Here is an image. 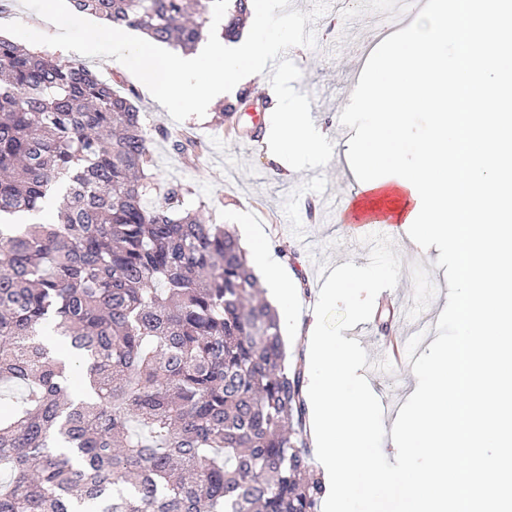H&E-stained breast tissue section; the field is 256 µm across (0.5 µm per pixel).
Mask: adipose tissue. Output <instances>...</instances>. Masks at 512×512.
Masks as SVG:
<instances>
[{
  "mask_svg": "<svg viewBox=\"0 0 512 512\" xmlns=\"http://www.w3.org/2000/svg\"><path fill=\"white\" fill-rule=\"evenodd\" d=\"M497 21L501 43L495 56L485 50V30ZM253 35L228 44L203 40L197 52L158 46L116 28L102 40L112 61L134 58L161 68L164 79L152 96L161 106L208 111L219 99L260 82L271 52L256 31L271 23L267 0H254ZM457 55L448 58V46ZM512 59V0H453L451 12L420 11L410 28L388 45L373 66L377 73L351 106L368 117L360 163L361 182L403 224L423 216L424 229L443 236L454 252L461 289L460 323L466 334L442 350L422 374L421 394L392 437L397 470L381 466L363 449L378 431L376 413L365 398L347 396L353 371L336 357L335 338L318 322L307 326V355L321 374L310 389L309 426L321 450L325 501L334 512L354 476L366 472L381 484L399 475L410 512H474L496 502L512 512V485L500 463L512 459V409L502 400L512 384V225L497 223L512 215V122L485 108L484 89L501 85L504 58ZM432 112L430 135L403 160L396 134L410 112ZM266 154L284 166L288 156L324 152L327 131L309 122L296 103L281 101L273 118ZM494 440L499 457L480 454ZM423 454L424 470L410 469L414 453Z\"/></svg>",
  "mask_w": 512,
  "mask_h": 512,
  "instance_id": "adipose-tissue-1",
  "label": "adipose tissue"
}]
</instances>
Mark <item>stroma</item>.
<instances>
[{
	"mask_svg": "<svg viewBox=\"0 0 512 512\" xmlns=\"http://www.w3.org/2000/svg\"><path fill=\"white\" fill-rule=\"evenodd\" d=\"M8 3L0 12V34L23 46L45 47L58 39L82 45L94 39L92 31L72 22L67 0H57V15L49 22L39 19L40 0ZM353 11L350 0H278L276 23L263 37L292 45L279 86L287 88L291 100L313 109L315 122L330 127L332 137L355 148L366 118L347 111V100L360 73L371 65L366 47L379 45L381 38L377 25L355 20ZM82 62L102 78L121 79V93L136 92L135 103L148 128L186 132L204 142V151L188 163L167 142L153 141V203L163 204L168 184L181 183L190 191L188 205L205 206L216 223L233 230L254 225L265 236L272 259L288 252L298 292L293 305L277 307L288 359L303 354L295 331L310 314H317L322 331L335 337L337 349L357 366V378L347 386V394L356 396L367 389L373 398L388 399V408L378 415L380 435L368 442L366 452L372 456L388 449L389 433L410 405L419 371L431 364L437 345L453 344L463 334L448 299V283L456 274L452 257L433 242L415 247L404 233L382 232L369 239L352 225L338 223L324 201L350 190L352 173L345 157L292 156L288 163L296 172L283 177L265 159L262 140L267 128H253L248 116L232 112L219 129L197 113L157 106L139 62L119 68L99 52ZM351 262L365 266L388 291L396 317L382 313L380 303L367 298L366 284L359 280L346 282L343 298L322 302L326 273L343 275ZM390 331L402 333L407 344L397 365L384 344ZM369 359L383 367V374L368 376L364 365ZM407 507L398 480L374 485L360 473L336 510L406 512Z\"/></svg>",
	"mask_w": 512,
	"mask_h": 512,
	"instance_id": "1",
	"label": "stroma"
}]
</instances>
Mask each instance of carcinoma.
Segmentation results:
<instances>
[{
    "mask_svg": "<svg viewBox=\"0 0 512 512\" xmlns=\"http://www.w3.org/2000/svg\"><path fill=\"white\" fill-rule=\"evenodd\" d=\"M217 2L69 0L185 51ZM157 135L200 149L0 36V512H318L304 363L234 233L180 183L150 204Z\"/></svg>",
    "mask_w": 512,
    "mask_h": 512,
    "instance_id": "carcinoma-1",
    "label": "carcinoma"
}]
</instances>
